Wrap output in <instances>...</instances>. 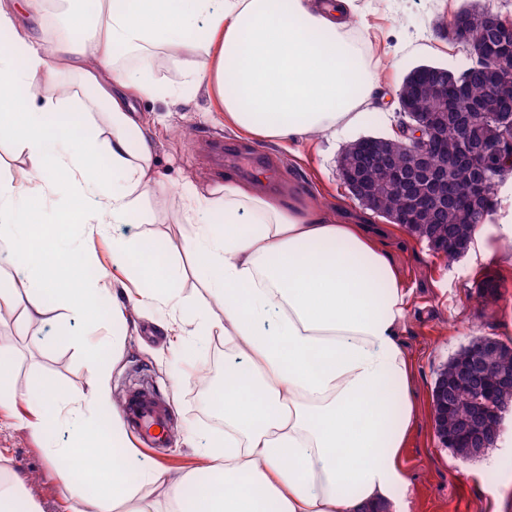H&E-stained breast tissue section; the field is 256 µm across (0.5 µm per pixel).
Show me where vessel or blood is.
Wrapping results in <instances>:
<instances>
[{
	"mask_svg": "<svg viewBox=\"0 0 512 512\" xmlns=\"http://www.w3.org/2000/svg\"><path fill=\"white\" fill-rule=\"evenodd\" d=\"M122 410L139 447L168 446L170 411L166 400L153 385L144 383L128 390Z\"/></svg>",
	"mask_w": 512,
	"mask_h": 512,
	"instance_id": "obj_1",
	"label": "vessel or blood"
}]
</instances>
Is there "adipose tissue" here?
<instances>
[{"label":"adipose tissue","mask_w":512,"mask_h":512,"mask_svg":"<svg viewBox=\"0 0 512 512\" xmlns=\"http://www.w3.org/2000/svg\"><path fill=\"white\" fill-rule=\"evenodd\" d=\"M104 22L82 10L57 37L37 31L46 0H0V32L24 56L0 53V129L26 158L28 186L0 179V240L27 271V320H43L56 293L33 270L43 225L30 221L33 191L65 193L54 224L87 233L156 221L148 192L156 143L133 102L180 100L199 91L246 137L298 143L366 124L373 80L354 30L357 0H99ZM183 57V79L155 77L157 50ZM82 83L75 122L52 121L66 100L46 87L70 75ZM103 113L96 123L94 113ZM112 159L103 169L100 153ZM187 238L211 299L192 306L191 333L224 337V382L212 402L224 446L204 453L205 476L173 480L139 472L112 415L111 445H90L85 425L109 403L107 356L86 344L89 390L72 404L48 393L25 426L41 436L67 428L76 480L64 483L70 512H378L410 487L402 452L417 420L413 361L399 339L411 301L378 231L337 208L299 205L258 182L225 174L223 185L182 193ZM472 266L493 262L512 274V222L477 225ZM152 247L114 241L112 261L136 265L135 303L180 307L169 277L156 276ZM75 285L62 301L93 328L103 278L86 280L91 258L70 248ZM148 484L158 497L138 495Z\"/></svg>","instance_id":"obj_1"}]
</instances>
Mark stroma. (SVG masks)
Wrapping results in <instances>:
<instances>
[{
	"label": "stroma",
	"mask_w": 512,
	"mask_h": 512,
	"mask_svg": "<svg viewBox=\"0 0 512 512\" xmlns=\"http://www.w3.org/2000/svg\"><path fill=\"white\" fill-rule=\"evenodd\" d=\"M470 4L512 16V0H359L356 27L377 78L373 94L363 104L372 119L333 136L314 135L288 148L242 138L225 126L223 113L210 110L202 95L186 104L135 100V108L150 120L157 142L150 205L159 223L122 224L112 233L88 238L76 224L58 229L50 238V252L39 259V269L57 287H69L70 273L58 264V251L68 238L83 237L92 258L91 272L105 274L110 288L100 302L95 336L102 351L118 357L109 379L113 405H120L125 392L141 382L169 394L175 412L172 442L150 455L137 450V469L161 466L173 477H183L202 465L205 448L223 440V423L217 421L211 404L201 401L197 389L202 373L223 371L224 338L216 333L195 337L194 352L183 356L186 336L178 316L166 308L135 305L126 290L130 271L112 264V238L134 235L158 248L160 265L172 273L185 303H192L207 290L182 240L183 185L217 186L228 172L247 182L269 171L274 175L271 191L336 206L365 223L387 228L390 258L412 292L401 340L415 361L418 421L402 454L409 491L387 512H512V447L500 444L483 458L466 461L440 443L432 425V388L439 370L473 338L498 336L501 323H512V278L502 277L490 263L475 268L463 257L445 259L406 228L388 227L385 219L351 197L338 167L340 155L355 141L395 136L396 91L411 69L436 64L458 74L470 65L466 48L450 34L454 13ZM487 276L503 281L496 297L482 295L479 283ZM85 333L56 300L49 304L43 325H24L16 311L0 321V339L14 348L10 377L0 383V393L16 399L12 409H0V473L25 474L19 507L33 502L41 512H69L63 466L52 458L54 449L67 446V430L54 429L37 438L22 422L39 411L46 391L57 389L70 397L86 391L87 356L76 343Z\"/></svg>",
	"instance_id": "1"
}]
</instances>
